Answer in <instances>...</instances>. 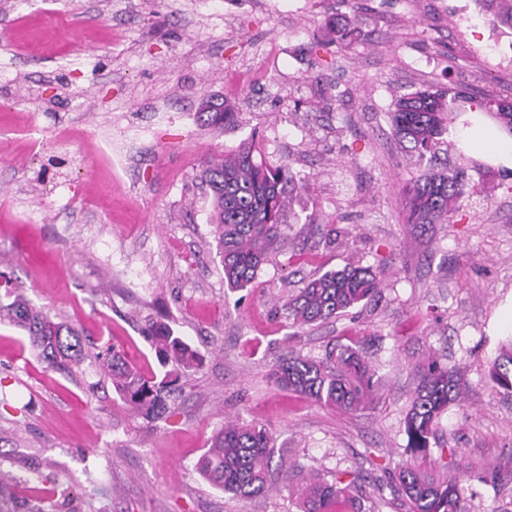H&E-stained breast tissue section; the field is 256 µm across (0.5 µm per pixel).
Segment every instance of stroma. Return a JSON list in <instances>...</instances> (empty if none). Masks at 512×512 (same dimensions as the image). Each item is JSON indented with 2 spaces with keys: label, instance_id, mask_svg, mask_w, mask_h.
<instances>
[{
  "label": "stroma",
  "instance_id": "obj_1",
  "mask_svg": "<svg viewBox=\"0 0 512 512\" xmlns=\"http://www.w3.org/2000/svg\"><path fill=\"white\" fill-rule=\"evenodd\" d=\"M350 31L341 47L336 26ZM512 0H0V272L101 348L159 372L148 321L203 365L154 421L129 410L94 359L47 369L0 323V470L9 512H302L310 473H349L331 512H405L394 479L412 457L404 419L416 369L437 357L463 394L430 462L467 512H512V393L490 368L512 340V159L461 148L496 128L476 98L512 53ZM460 88L438 165L473 190L455 224H409L403 189L424 167L391 132L400 97ZM239 106L201 126L202 99ZM257 143L297 183L293 229L257 274L227 288L209 222V157ZM335 245H326V237ZM370 265L379 295L336 319L290 326L305 279ZM354 347L375 370L366 409L345 412L273 384L281 359ZM275 445L263 495L195 471L225 423ZM70 505H60L61 490Z\"/></svg>",
  "mask_w": 512,
  "mask_h": 512
}]
</instances>
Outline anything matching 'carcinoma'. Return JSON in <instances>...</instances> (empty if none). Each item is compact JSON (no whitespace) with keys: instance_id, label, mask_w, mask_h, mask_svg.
<instances>
[{"instance_id":"1","label":"carcinoma","mask_w":512,"mask_h":512,"mask_svg":"<svg viewBox=\"0 0 512 512\" xmlns=\"http://www.w3.org/2000/svg\"><path fill=\"white\" fill-rule=\"evenodd\" d=\"M464 92L407 94L389 112L392 133L422 159L434 152L448 125V113ZM479 108L489 112L499 127L512 135V105L484 98ZM197 121L204 126L223 127L235 121L236 112L212 97L201 101ZM256 143L231 156L208 162L202 177L211 192L210 223L216 251L224 270V283L232 290L252 287L258 270L268 261L277 244L288 236L283 223L288 186L294 176L288 167L257 159ZM407 223L453 224L463 211L467 183L458 171L426 167L406 187ZM381 280L371 266L350 263L309 280L288 297L281 308L295 326L312 325L336 318L348 309L369 301L379 291ZM0 320L23 330L31 348L46 367L66 370L78 366L90 351L79 333L67 322L36 307L11 279H0ZM148 334L155 344L161 366L174 370L163 376H146L112 345L94 354L113 390L139 414L156 418L169 409L172 395L183 378L202 365L198 353L162 323L152 324ZM490 377L500 389L512 393V342L493 361ZM374 372L349 346L337 345L320 360L290 356L279 361L273 382L324 406L355 411L372 393ZM462 390L457 371L436 360L424 364L419 383L405 416L408 450L414 461L400 468L397 492L406 512H466L463 488L448 475L425 466L439 419L449 405L460 401ZM274 456L267 431L256 425L228 422L215 433L209 448L199 457L196 470L213 487L234 496L250 498L265 493ZM353 483L339 478L308 479L301 489L303 512H326L327 506L349 496Z\"/></svg>"}]
</instances>
